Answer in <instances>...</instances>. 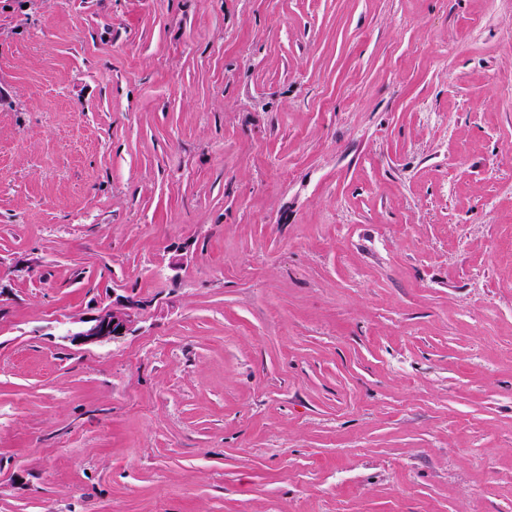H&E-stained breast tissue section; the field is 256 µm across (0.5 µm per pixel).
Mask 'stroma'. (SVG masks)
Wrapping results in <instances>:
<instances>
[{"mask_svg":"<svg viewBox=\"0 0 512 512\" xmlns=\"http://www.w3.org/2000/svg\"><path fill=\"white\" fill-rule=\"evenodd\" d=\"M0 277V512H512V0H0ZM148 302L113 293L112 302L103 305L98 312L89 317H78L80 324L70 330L65 337L75 346L102 344L133 330L141 319V311L148 307ZM122 328V331H118Z\"/></svg>","mask_w":512,"mask_h":512,"instance_id":"1","label":"stroma"}]
</instances>
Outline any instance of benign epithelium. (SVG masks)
I'll return each mask as SVG.
<instances>
[{"label": "benign epithelium", "mask_w": 512, "mask_h": 512, "mask_svg": "<svg viewBox=\"0 0 512 512\" xmlns=\"http://www.w3.org/2000/svg\"><path fill=\"white\" fill-rule=\"evenodd\" d=\"M148 302L132 296L112 293V302L103 305L89 317L76 319L78 327L69 331L66 340L75 346L102 344L133 330Z\"/></svg>", "instance_id": "benign-epithelium-1"}]
</instances>
